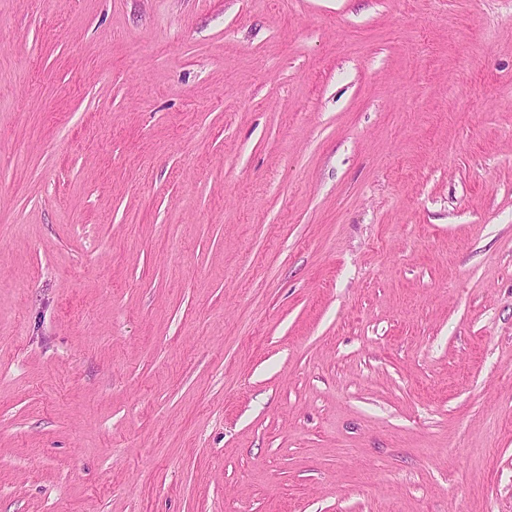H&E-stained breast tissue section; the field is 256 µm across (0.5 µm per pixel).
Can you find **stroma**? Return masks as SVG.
I'll list each match as a JSON object with an SVG mask.
<instances>
[{
  "instance_id": "1",
  "label": "stroma",
  "mask_w": 512,
  "mask_h": 512,
  "mask_svg": "<svg viewBox=\"0 0 512 512\" xmlns=\"http://www.w3.org/2000/svg\"><path fill=\"white\" fill-rule=\"evenodd\" d=\"M0 512H512V0H0Z\"/></svg>"
}]
</instances>
